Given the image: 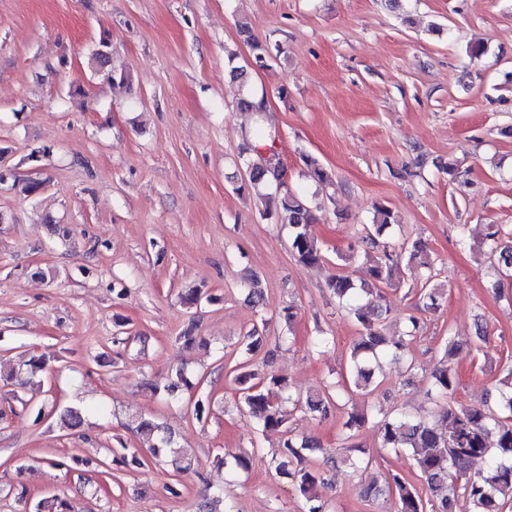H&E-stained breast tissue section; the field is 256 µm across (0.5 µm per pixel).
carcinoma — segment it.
I'll list each match as a JSON object with an SVG mask.
<instances>
[{
  "mask_svg": "<svg viewBox=\"0 0 512 512\" xmlns=\"http://www.w3.org/2000/svg\"><path fill=\"white\" fill-rule=\"evenodd\" d=\"M240 33L251 46L252 60L262 66L270 56V47L254 37L248 24L240 25ZM258 146L246 143L242 146L240 158L248 171L247 189L260 197L267 196L265 190L275 179L272 167L259 165L250 160ZM308 176L316 183L326 186L333 183L332 176L316 159L305 157ZM318 204L288 188L276 197L275 216L277 221L293 229L291 251L295 260L303 265L317 264L324 259L318 241L310 232V225L317 222ZM395 222L393 212L385 207L375 208L373 224L365 229L361 237L364 258L369 263V275L378 284L391 281L398 265L399 254L380 247L377 237ZM501 228L497 224L487 225L485 234L490 245V256L505 270L512 269V241L500 237ZM329 288L352 314L358 336L352 345L349 363V383L336 384L324 393L309 395L305 401H296L310 413L328 412L334 396L352 385L358 390H366L373 384V361L379 354L390 352L398 360L404 358L408 343L420 331L418 318L412 317L404 335L389 340L383 333L381 314L376 311V300L380 294L365 288L363 292L371 296L366 303L357 301L358 289L349 274H342L329 283ZM443 293L437 288H421L418 304L429 310L440 308ZM198 324L190 320L175 336V342L188 348L199 339ZM267 337L259 328L250 329L242 336L240 347L244 360L235 369L234 383L238 399L239 413L253 419L262 430L283 429V439L278 450L270 459V466L284 477L296 480L300 494L306 501V512H329L327 502L315 492L317 484L332 477L336 470V458L327 454L317 467H308L302 450L316 448L318 444L306 437H298L288 430V418L283 410L285 403L292 400L288 390V380L282 375L262 374L250 369L252 356L264 349ZM457 351V343L448 339V345L439 365L431 373V390L443 400L438 405L437 416L440 423L448 426V433L442 434L430 421L423 417L403 414L387 419L380 427L381 446L390 449H408L412 452L421 478L432 493V499L425 501L417 488L404 476L389 473L384 484H373L368 492L376 497L388 495L395 500L397 512H455L459 500L470 506V512H502L503 499H512V385L499 396L498 409L458 408L446 403L457 385V372L449 362ZM50 361L45 353L32 354L22 364L18 374L29 378L44 371ZM192 381L184 371L178 369L164 391L172 398L184 389L190 391ZM60 424L68 430H76L83 423V413L73 407L65 409L59 416ZM137 432L155 440L150 452L157 462L171 466L173 472L182 475L193 470L190 454L176 447L174 435L165 426L142 419ZM476 459L487 462L486 470L477 474L468 472L470 463ZM112 462L125 467L140 468L144 461L135 448L121 444L119 452L113 454ZM34 512H72L73 506L57 497H43L33 505Z\"/></svg>",
  "mask_w": 512,
  "mask_h": 512,
  "instance_id": "carcinoma-1",
  "label": "carcinoma"
}]
</instances>
